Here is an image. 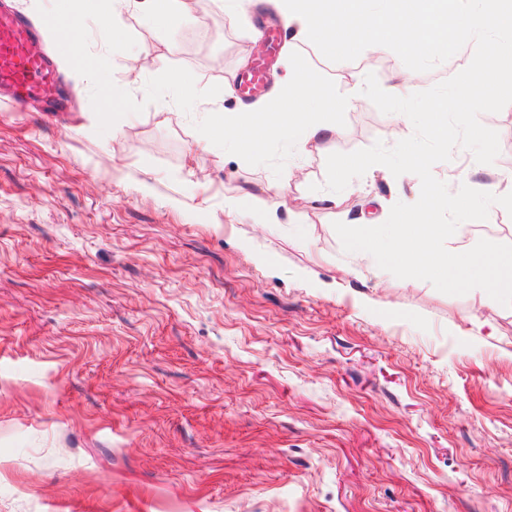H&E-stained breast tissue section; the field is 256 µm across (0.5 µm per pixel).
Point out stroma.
<instances>
[{
	"instance_id": "1",
	"label": "stroma",
	"mask_w": 512,
	"mask_h": 512,
	"mask_svg": "<svg viewBox=\"0 0 512 512\" xmlns=\"http://www.w3.org/2000/svg\"><path fill=\"white\" fill-rule=\"evenodd\" d=\"M120 19L119 44L86 22L60 65L70 111L0 101V512H512V312L477 328L471 295L403 282L333 228L418 200L392 115L362 100L302 154L207 125L269 97L213 94L250 44L272 43V78L289 52L341 97L370 72L426 90L472 46L427 72L388 49L333 63L272 0ZM479 120L495 162L433 174L512 192V104ZM483 238L512 244V215L447 244Z\"/></svg>"
}]
</instances>
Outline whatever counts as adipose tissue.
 Segmentation results:
<instances>
[{
  "label": "adipose tissue",
  "mask_w": 512,
  "mask_h": 512,
  "mask_svg": "<svg viewBox=\"0 0 512 512\" xmlns=\"http://www.w3.org/2000/svg\"><path fill=\"white\" fill-rule=\"evenodd\" d=\"M283 67L285 79L265 105L242 112L213 113L211 134L231 139L237 150L250 153L274 139L287 141L300 153L310 143L335 136L339 131L337 112L357 108L359 93L337 98L334 88L297 70L293 56H285Z\"/></svg>",
  "instance_id": "ef3b65f1"
}]
</instances>
